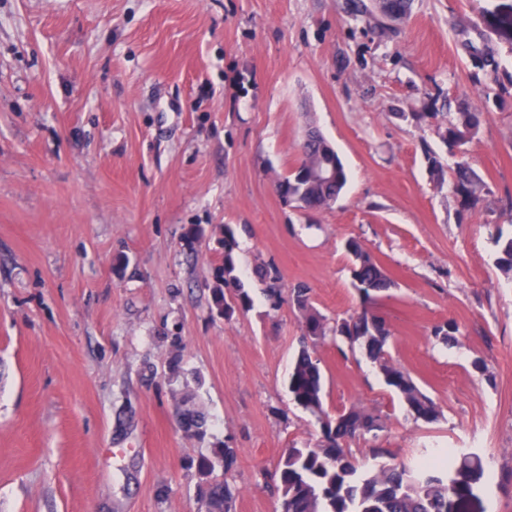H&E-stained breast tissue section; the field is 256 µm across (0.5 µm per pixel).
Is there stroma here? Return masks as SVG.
<instances>
[{
    "label": "stroma",
    "mask_w": 512,
    "mask_h": 512,
    "mask_svg": "<svg viewBox=\"0 0 512 512\" xmlns=\"http://www.w3.org/2000/svg\"><path fill=\"white\" fill-rule=\"evenodd\" d=\"M498 2L0 0V512H206L196 462L224 446L232 512H282L285 449L320 438L288 392L285 293L360 311L350 238L394 281L375 305L393 362L441 410L414 420L363 352L317 341L326 411L384 423L352 455L476 451L480 512H512V280L492 242L512 234V45L477 22ZM465 106L488 193L462 213L457 157L415 115ZM311 125L349 174L321 211L276 189ZM228 227L253 306L227 320L210 305ZM446 320L457 346L431 334ZM191 374L202 437L176 413Z\"/></svg>",
    "instance_id": "stroma-1"
}]
</instances>
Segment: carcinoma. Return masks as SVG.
I'll use <instances>...</instances> for the list:
<instances>
[{
    "label": "carcinoma",
    "instance_id": "1",
    "mask_svg": "<svg viewBox=\"0 0 512 512\" xmlns=\"http://www.w3.org/2000/svg\"><path fill=\"white\" fill-rule=\"evenodd\" d=\"M419 119L437 123L441 137L448 147L466 155V146L478 134L479 115L467 107L457 112H422ZM316 135L319 144L300 146L302 158L298 165L279 180L280 196L303 209L331 207L348 182V174L332 145L310 127L306 135ZM328 161L336 167V184L329 185L317 179L316 171ZM451 194L464 211L475 209L485 192L483 179L465 160L457 162L448 182ZM499 270L512 275V237L495 238ZM237 242L233 230H224V260L216 270L217 285L212 289V306L230 319L237 312L248 311L253 304L250 291L236 275ZM345 251L352 259V285L362 299V309L335 325L313 305L309 289L297 287L289 292V301L302 315L303 345L295 358L288 380V390L294 403L313 415L320 424L321 437L310 448L290 447L281 457L276 472L277 491L288 512H455L474 495V484L484 474V461L476 452L447 450L441 463L420 462L407 466L382 460L388 454L384 448H374L375 463L368 465L356 459L348 444L368 434L383 430L381 419L353 406L331 417L324 408L323 373L320 361L309 345L331 334L353 347L362 348L378 368L385 384L406 404L415 420L425 423L438 421L441 412L434 400L404 369L395 365L387 346L391 330L386 320L376 313L375 303L393 282L386 269L365 252L359 242L349 238ZM232 288L233 301H228L225 289ZM459 325L448 320L432 329V336L446 346L457 342ZM195 394L184 393L182 416L184 426L195 436H203L207 422L194 407ZM234 463L233 450L216 448L212 455L197 460L201 477L200 493L207 512H230L231 492L224 482L212 477L219 465L229 469Z\"/></svg>",
    "mask_w": 512,
    "mask_h": 512
}]
</instances>
